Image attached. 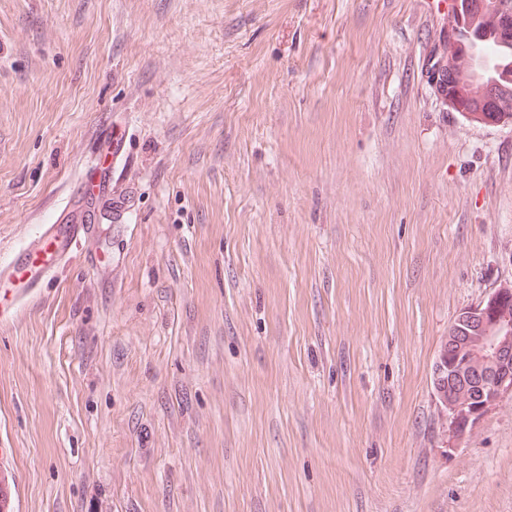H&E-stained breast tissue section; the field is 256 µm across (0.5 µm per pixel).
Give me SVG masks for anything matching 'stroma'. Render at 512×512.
Returning a JSON list of instances; mask_svg holds the SVG:
<instances>
[{"mask_svg":"<svg viewBox=\"0 0 512 512\" xmlns=\"http://www.w3.org/2000/svg\"><path fill=\"white\" fill-rule=\"evenodd\" d=\"M447 11L0 0V261L105 183L0 316L11 512H512V399L448 441L432 394L512 282V125L425 78Z\"/></svg>","mask_w":512,"mask_h":512,"instance_id":"35a3bbf8","label":"stroma"}]
</instances>
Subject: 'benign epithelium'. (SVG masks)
<instances>
[{
	"label": "benign epithelium",
	"instance_id": "benign-epithelium-1",
	"mask_svg": "<svg viewBox=\"0 0 512 512\" xmlns=\"http://www.w3.org/2000/svg\"><path fill=\"white\" fill-rule=\"evenodd\" d=\"M501 16L499 38L512 41V6L505 0H448V13L429 63L428 77L448 108L466 121L486 126L512 124V101L500 95L501 80L493 64L480 75L486 98L477 103L460 90L466 75L458 57L442 51L452 43L462 53L477 55L471 19L484 11ZM433 390L452 436L461 439L507 395L512 396V284L493 289L486 299L458 313L448 328L433 366Z\"/></svg>",
	"mask_w": 512,
	"mask_h": 512
}]
</instances>
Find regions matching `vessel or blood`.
I'll return each mask as SVG.
<instances>
[{
	"mask_svg": "<svg viewBox=\"0 0 512 512\" xmlns=\"http://www.w3.org/2000/svg\"><path fill=\"white\" fill-rule=\"evenodd\" d=\"M91 232V226L84 224L71 205H64L54 222L41 225L37 236L16 249L7 263L0 264V300L20 278L26 281L23 296L33 294L56 263L70 258L76 244Z\"/></svg>",
	"mask_w": 512,
	"mask_h": 512,
	"instance_id": "b4317fda",
	"label": "vessel or blood"
}]
</instances>
